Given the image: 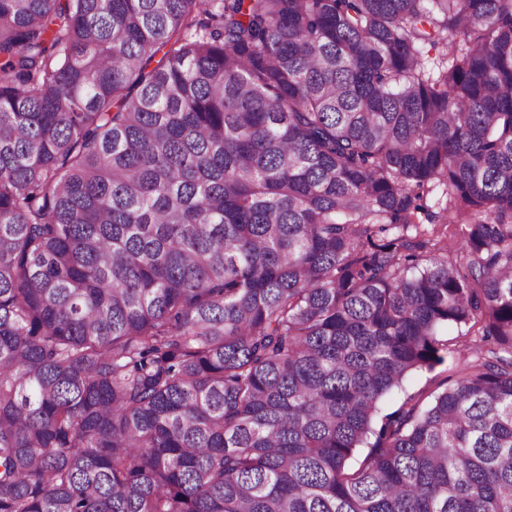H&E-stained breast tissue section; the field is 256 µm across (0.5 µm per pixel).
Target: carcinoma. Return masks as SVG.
Segmentation results:
<instances>
[{
  "label": "carcinoma",
  "mask_w": 512,
  "mask_h": 512,
  "mask_svg": "<svg viewBox=\"0 0 512 512\" xmlns=\"http://www.w3.org/2000/svg\"><path fill=\"white\" fill-rule=\"evenodd\" d=\"M0 512H512V0H0ZM448 351L444 355V361L437 365L432 372H418L407 378L402 387V391H398L388 396L382 403L383 410H389L396 406L403 397L407 395H415L421 401L427 402L431 393L438 389L439 386L444 387L448 381L457 378L458 371L461 368V362L456 353Z\"/></svg>",
  "instance_id": "carcinoma-1"
}]
</instances>
